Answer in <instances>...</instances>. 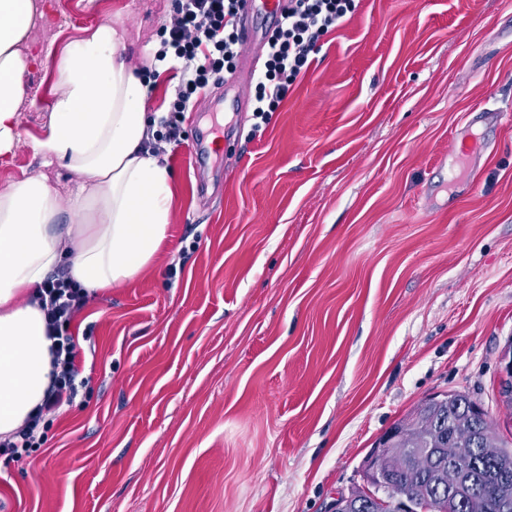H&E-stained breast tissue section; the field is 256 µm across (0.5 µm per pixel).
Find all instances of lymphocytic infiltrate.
Wrapping results in <instances>:
<instances>
[{
  "instance_id": "obj_1",
  "label": "lymphocytic infiltrate",
  "mask_w": 512,
  "mask_h": 512,
  "mask_svg": "<svg viewBox=\"0 0 512 512\" xmlns=\"http://www.w3.org/2000/svg\"><path fill=\"white\" fill-rule=\"evenodd\" d=\"M243 0H174V10L160 32L155 61L177 65L179 82L167 109L155 117L157 143L181 139L179 118L192 111L201 91L233 74L243 51L234 17ZM357 8V0H287L280 27L273 33L262 68L253 78V131L266 126L286 100L297 77L314 61L319 40L336 30ZM36 301L52 341L55 372L34 415L11 436L0 440V457L18 461L40 450L48 429L63 407L72 405L88 378L80 367L79 338L72 329L89 293L57 268L39 288Z\"/></svg>"
}]
</instances>
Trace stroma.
I'll list each match as a JSON object with an SVG mask.
<instances>
[{
	"instance_id": "35a3bbf8",
	"label": "stroma",
	"mask_w": 512,
	"mask_h": 512,
	"mask_svg": "<svg viewBox=\"0 0 512 512\" xmlns=\"http://www.w3.org/2000/svg\"><path fill=\"white\" fill-rule=\"evenodd\" d=\"M0 188L43 165L63 58L112 21L144 63L171 0H50ZM167 148L166 245L77 317L89 384L0 460V512H329L373 444L462 392L512 445V0H360L280 112L222 99ZM501 111L493 128L479 107Z\"/></svg>"
}]
</instances>
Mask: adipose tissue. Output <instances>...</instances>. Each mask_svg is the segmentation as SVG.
Listing matches in <instances>:
<instances>
[{
	"label": "adipose tissue",
	"instance_id": "ef3b65f1",
	"mask_svg": "<svg viewBox=\"0 0 512 512\" xmlns=\"http://www.w3.org/2000/svg\"><path fill=\"white\" fill-rule=\"evenodd\" d=\"M45 17L43 0H0V165L19 135L24 73L40 58L28 37ZM149 85L127 58L124 31L96 26L68 53L46 134L32 144L44 165L76 176L70 208L43 177L0 190L2 438L23 425L52 380V341L31 301L36 288L62 264L90 292L122 287L168 239L172 175L148 145Z\"/></svg>",
	"mask_w": 512,
	"mask_h": 512
}]
</instances>
